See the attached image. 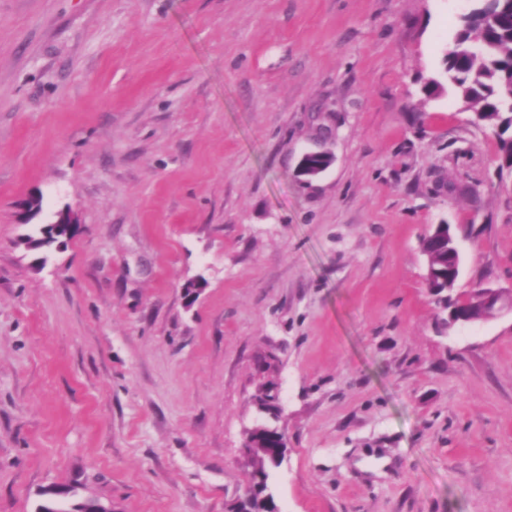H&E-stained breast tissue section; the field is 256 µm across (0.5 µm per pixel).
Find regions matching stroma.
<instances>
[{
    "label": "stroma",
    "instance_id": "1",
    "mask_svg": "<svg viewBox=\"0 0 512 512\" xmlns=\"http://www.w3.org/2000/svg\"><path fill=\"white\" fill-rule=\"evenodd\" d=\"M461 7L0 0V512H233L261 424L280 512H512V311L445 327L420 246L512 298V172L423 89ZM53 221L39 229L38 237L28 235L26 242L29 245L35 246L36 249L50 246L54 243L62 244L64 241L61 238H69L71 233H67L65 228L60 227L59 224L67 225L68 232H71L74 224H78V216L69 208H63L53 214ZM447 237L455 247L448 225L446 228L439 227L435 234L428 235L421 241V249L429 258L430 268H433L430 278H426L427 287L435 295L447 293L446 288L448 293L452 291L459 275L460 254L456 249L448 247ZM441 277L448 278V287L439 282Z\"/></svg>",
    "mask_w": 512,
    "mask_h": 512
}]
</instances>
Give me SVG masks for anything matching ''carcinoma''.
I'll list each match as a JSON object with an SVG mask.
<instances>
[{
    "label": "carcinoma",
    "instance_id": "cac0c4a2",
    "mask_svg": "<svg viewBox=\"0 0 512 512\" xmlns=\"http://www.w3.org/2000/svg\"><path fill=\"white\" fill-rule=\"evenodd\" d=\"M473 13L457 29L444 56L448 84L466 102L479 106L476 117L497 137L499 167L512 170V0H478ZM70 237L65 228L48 224L38 236L26 242L44 248ZM448 229L424 237L421 249L429 258L432 275L426 278L429 290L442 296L446 304H461L445 295L454 288L459 275L460 254L448 247ZM277 430L252 435L260 447L249 455L252 477L248 496L234 512H274L276 504L266 494L269 469L279 465L268 451Z\"/></svg>",
    "mask_w": 512,
    "mask_h": 512
}]
</instances>
